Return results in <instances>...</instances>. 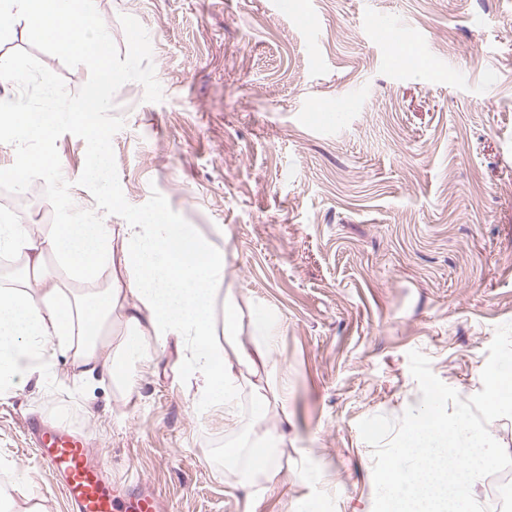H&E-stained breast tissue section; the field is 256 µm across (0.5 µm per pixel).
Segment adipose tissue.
<instances>
[{"label": "adipose tissue", "mask_w": 512, "mask_h": 512, "mask_svg": "<svg viewBox=\"0 0 512 512\" xmlns=\"http://www.w3.org/2000/svg\"><path fill=\"white\" fill-rule=\"evenodd\" d=\"M0 256L21 258L0 284V398L52 376L58 357L83 380L108 377L134 391L135 366L176 344L192 381L195 408L224 411V428L244 429L248 477L273 480L285 440L270 423L287 408L288 388L263 374L279 325L265 311L242 318L223 246L163 212L112 227L69 218L33 228L0 218ZM249 387L253 413L242 423L238 397Z\"/></svg>", "instance_id": "adipose-tissue-1"}]
</instances>
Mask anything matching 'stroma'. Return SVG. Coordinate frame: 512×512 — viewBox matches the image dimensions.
<instances>
[{
    "label": "stroma",
    "instance_id": "obj_1",
    "mask_svg": "<svg viewBox=\"0 0 512 512\" xmlns=\"http://www.w3.org/2000/svg\"><path fill=\"white\" fill-rule=\"evenodd\" d=\"M119 53L121 16L147 30L163 98L131 81L112 138L126 200L159 191L219 237L244 312L282 324L272 376L288 381L275 482L237 488V435L198 414L176 345L127 395L54 376L0 400V485L26 472L41 512H70L25 429L81 434L112 478L150 482L168 512H373L358 424L421 395L408 353L469 398L512 323V0H98ZM401 67H393L392 59ZM350 96L330 122L314 108ZM77 208L86 144L56 143Z\"/></svg>",
    "mask_w": 512,
    "mask_h": 512
}]
</instances>
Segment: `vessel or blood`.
I'll return each mask as SVG.
<instances>
[{
  "label": "vessel or blood",
  "instance_id": "obj_1",
  "mask_svg": "<svg viewBox=\"0 0 512 512\" xmlns=\"http://www.w3.org/2000/svg\"><path fill=\"white\" fill-rule=\"evenodd\" d=\"M40 455L62 479L73 512H166L151 486L139 476L109 480L103 458L93 456L82 441L60 428L30 420Z\"/></svg>",
  "mask_w": 512,
  "mask_h": 512
}]
</instances>
